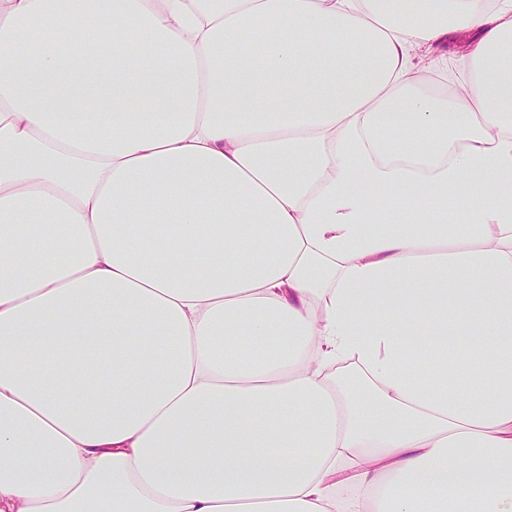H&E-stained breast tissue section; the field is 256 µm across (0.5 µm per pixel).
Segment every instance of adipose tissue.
<instances>
[{
    "label": "adipose tissue",
    "mask_w": 512,
    "mask_h": 512,
    "mask_svg": "<svg viewBox=\"0 0 512 512\" xmlns=\"http://www.w3.org/2000/svg\"><path fill=\"white\" fill-rule=\"evenodd\" d=\"M0 512H512V0H0Z\"/></svg>",
    "instance_id": "ef3b65f1"
}]
</instances>
